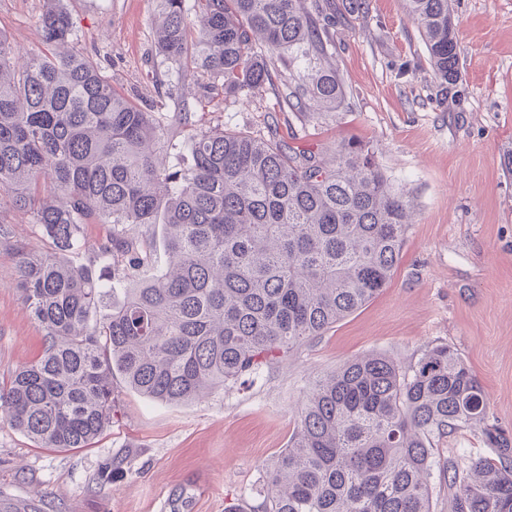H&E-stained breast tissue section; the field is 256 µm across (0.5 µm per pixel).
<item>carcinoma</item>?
<instances>
[{
	"mask_svg": "<svg viewBox=\"0 0 512 512\" xmlns=\"http://www.w3.org/2000/svg\"><path fill=\"white\" fill-rule=\"evenodd\" d=\"M43 49L25 61L0 33V201L32 216L47 251L18 250L14 281L43 331L34 362L0 385V420L40 448H89L112 422V379L166 404L207 397L371 301L392 278L412 213L369 149L288 150L246 129L199 128L190 161L155 113L117 94L100 67L56 47L73 35L47 0ZM157 0L159 56L224 96L271 80L259 51L313 63L308 104L344 96L306 0ZM434 79L457 87L449 0H403ZM112 233L87 246L84 225ZM164 228L171 266L148 263L136 230ZM91 252L90 264L66 256ZM130 281L112 301L108 274ZM484 390L436 346L406 367L382 354L345 362L298 409L288 448L265 469L262 512H431L432 441L467 427L497 458L448 463L453 512H512V439L487 427Z\"/></svg>",
	"mask_w": 512,
	"mask_h": 512,
	"instance_id": "carcinoma-1",
	"label": "carcinoma"
}]
</instances>
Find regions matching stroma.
I'll use <instances>...</instances> for the list:
<instances>
[{"instance_id": "1", "label": "stroma", "mask_w": 512, "mask_h": 512, "mask_svg": "<svg viewBox=\"0 0 512 512\" xmlns=\"http://www.w3.org/2000/svg\"><path fill=\"white\" fill-rule=\"evenodd\" d=\"M73 51L95 61L113 89L185 141L224 123L287 147L356 140L409 196L408 225L391 281L321 335L202 401L166 405L114 378L118 407L89 448L55 450L0 421V512H259L265 468L288 446L310 386L346 361L380 353L406 366L445 345L482 385L489 422L512 436V0H450L459 47V96L435 82L426 46L402 0H309L325 19L328 62L345 87L335 106L282 111L307 61L271 51L261 95H211L187 71L160 84L154 0H64ZM45 0H0V31L20 56L42 48ZM188 123L172 118L178 108ZM0 382L43 351V332L11 276L18 247L48 249L30 215L0 206ZM437 462L495 457L480 432L433 441ZM121 471L106 481V463Z\"/></svg>"}]
</instances>
